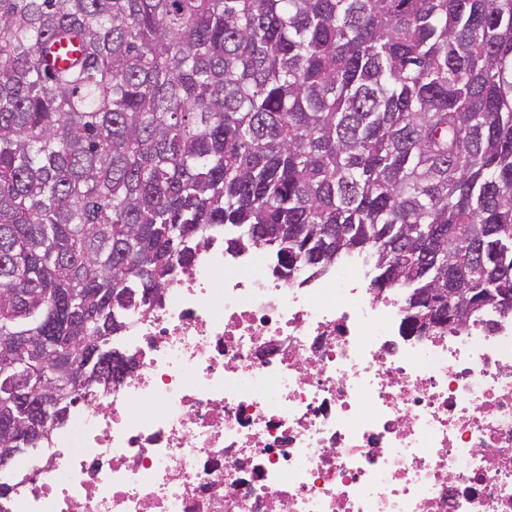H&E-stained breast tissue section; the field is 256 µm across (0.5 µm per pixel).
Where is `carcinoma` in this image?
Listing matches in <instances>:
<instances>
[{"label": "carcinoma", "mask_w": 512, "mask_h": 512, "mask_svg": "<svg viewBox=\"0 0 512 512\" xmlns=\"http://www.w3.org/2000/svg\"><path fill=\"white\" fill-rule=\"evenodd\" d=\"M512 289V0H0V458L220 227ZM31 376L28 400L9 381Z\"/></svg>", "instance_id": "carcinoma-1"}]
</instances>
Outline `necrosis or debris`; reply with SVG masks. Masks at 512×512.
<instances>
[{"mask_svg": "<svg viewBox=\"0 0 512 512\" xmlns=\"http://www.w3.org/2000/svg\"><path fill=\"white\" fill-rule=\"evenodd\" d=\"M404 299L211 235L0 512H512V312L412 332Z\"/></svg>", "mask_w": 512, "mask_h": 512, "instance_id": "necrosis-or-debris-1", "label": "necrosis or debris"}]
</instances>
